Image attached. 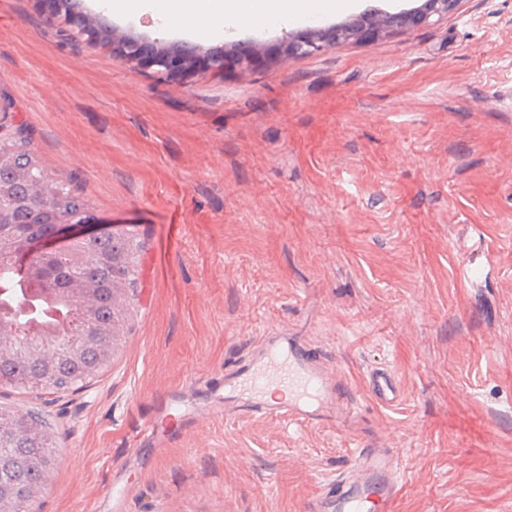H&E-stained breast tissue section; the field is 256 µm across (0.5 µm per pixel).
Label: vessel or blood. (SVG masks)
Listing matches in <instances>:
<instances>
[{
	"instance_id": "vessel-or-blood-1",
	"label": "vessel or blood",
	"mask_w": 512,
	"mask_h": 512,
	"mask_svg": "<svg viewBox=\"0 0 512 512\" xmlns=\"http://www.w3.org/2000/svg\"><path fill=\"white\" fill-rule=\"evenodd\" d=\"M365 385L379 406L391 408L401 400L400 381L388 366L369 369ZM223 392L215 408L228 421L251 413L320 424L346 413L344 377L334 376L307 347L275 332L264 337L255 358L225 374ZM401 485L402 475L390 449L361 448L345 475L330 482L308 512H394Z\"/></svg>"
}]
</instances>
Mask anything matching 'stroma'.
<instances>
[{"instance_id":"obj_1","label":"stroma","mask_w":512,"mask_h":512,"mask_svg":"<svg viewBox=\"0 0 512 512\" xmlns=\"http://www.w3.org/2000/svg\"><path fill=\"white\" fill-rule=\"evenodd\" d=\"M76 10L120 37L262 57L160 76L45 0H0V120L140 246L111 366L73 394L0 387L61 445L36 512H307L355 443L398 449L395 512H512V0L305 57L269 54L303 21L217 39ZM275 330L348 377L351 429L184 428ZM380 360L393 410L364 387ZM164 402L170 438L142 439Z\"/></svg>"}]
</instances>
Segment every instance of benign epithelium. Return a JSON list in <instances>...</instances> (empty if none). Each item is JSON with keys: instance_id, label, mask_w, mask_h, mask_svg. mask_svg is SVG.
<instances>
[{"instance_id": "benign-epithelium-1", "label": "benign epithelium", "mask_w": 512, "mask_h": 512, "mask_svg": "<svg viewBox=\"0 0 512 512\" xmlns=\"http://www.w3.org/2000/svg\"><path fill=\"white\" fill-rule=\"evenodd\" d=\"M458 0H424L422 8L401 12H364L332 27L313 26L291 35L281 42L276 51L288 56H311L345 41H371L379 36L397 33L409 28L429 26L452 12ZM116 55L135 61L160 74H169L183 69L184 60L193 59L212 69H223L229 59L240 66L253 64L256 51L242 49L235 54L228 51H211L200 56L195 50L183 46L178 51L163 52L158 42L145 38H129L116 46ZM41 204L31 214L30 224H54L57 231L50 236L23 243L14 250V257L25 263L29 256L37 254L45 259L53 256L60 246H84L97 239L115 233L110 224H92L87 219H77L72 211L59 203L61 186L47 181L40 183ZM120 329L112 328L100 334L99 347L102 358L112 352ZM35 355L47 357V370L51 382L62 378L61 371L73 364L83 362L82 348L68 336L33 338L23 335L20 328L7 335L0 329V360L22 362ZM17 437L13 430L0 426V512H31V505L49 481L51 465L41 469V479L30 484H17L4 476L17 462L14 448Z\"/></svg>"}]
</instances>
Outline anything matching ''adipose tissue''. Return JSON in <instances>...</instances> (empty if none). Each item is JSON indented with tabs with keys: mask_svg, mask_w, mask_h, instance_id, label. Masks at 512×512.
<instances>
[{
	"mask_svg": "<svg viewBox=\"0 0 512 512\" xmlns=\"http://www.w3.org/2000/svg\"><path fill=\"white\" fill-rule=\"evenodd\" d=\"M107 6L117 15L132 8L137 14H148L160 22L185 29L202 22L211 34L217 36L222 34L224 27L237 24L244 16L284 24L289 21L283 0H190L180 10L164 9L160 0H137L132 7L126 0H108Z\"/></svg>",
	"mask_w": 512,
	"mask_h": 512,
	"instance_id": "obj_1",
	"label": "adipose tissue"
}]
</instances>
